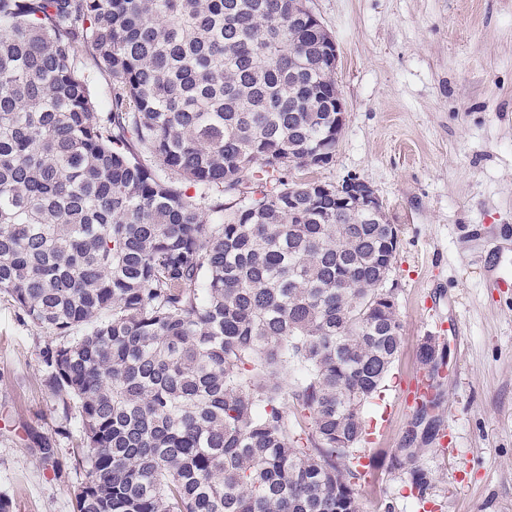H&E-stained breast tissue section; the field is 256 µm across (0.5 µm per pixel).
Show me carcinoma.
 Here are the masks:
<instances>
[{
    "mask_svg": "<svg viewBox=\"0 0 512 512\" xmlns=\"http://www.w3.org/2000/svg\"><path fill=\"white\" fill-rule=\"evenodd\" d=\"M302 2L0 0V295L49 334L73 512H359L399 230L288 180L336 144ZM419 362L445 364L434 337ZM417 457L392 466L423 509Z\"/></svg>",
    "mask_w": 512,
    "mask_h": 512,
    "instance_id": "cac0c4a2",
    "label": "carcinoma"
}]
</instances>
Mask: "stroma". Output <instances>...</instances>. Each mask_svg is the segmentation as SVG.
I'll return each mask as SVG.
<instances>
[{"label":"stroma","mask_w":512,"mask_h":512,"mask_svg":"<svg viewBox=\"0 0 512 512\" xmlns=\"http://www.w3.org/2000/svg\"><path fill=\"white\" fill-rule=\"evenodd\" d=\"M338 48L345 123L332 162L289 179L354 174L379 195L399 248L387 286L402 347L382 398L366 406L362 512H415L396 449H421L434 512H512V293L486 288L494 244L512 272V0H309ZM448 329L434 332L432 314ZM435 336L446 354L433 414L450 448L412 438L404 381ZM45 331L0 296V495L12 512H71L82 471L47 386ZM53 456H44L45 448Z\"/></svg>","instance_id":"stroma-1"}]
</instances>
